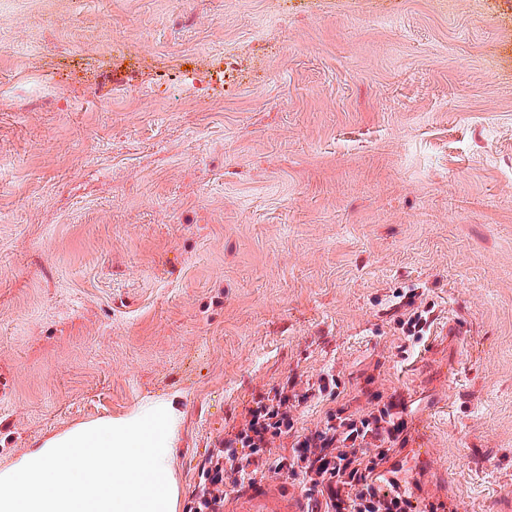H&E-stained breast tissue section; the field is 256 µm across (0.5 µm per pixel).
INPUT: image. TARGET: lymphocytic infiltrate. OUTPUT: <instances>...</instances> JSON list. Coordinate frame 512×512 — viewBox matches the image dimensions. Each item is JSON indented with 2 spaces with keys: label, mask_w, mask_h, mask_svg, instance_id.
<instances>
[{
  "label": "lymphocytic infiltrate",
  "mask_w": 512,
  "mask_h": 512,
  "mask_svg": "<svg viewBox=\"0 0 512 512\" xmlns=\"http://www.w3.org/2000/svg\"><path fill=\"white\" fill-rule=\"evenodd\" d=\"M308 398L291 382L254 398L243 422L201 461L186 512H223L228 491L257 487L271 473L299 490L308 512H412L405 496L374 480L408 442L401 396L369 394L365 409L349 414L339 408L323 424L304 429L298 420ZM286 439L289 452L277 453Z\"/></svg>",
  "instance_id": "lymphocytic-infiltrate-1"
}]
</instances>
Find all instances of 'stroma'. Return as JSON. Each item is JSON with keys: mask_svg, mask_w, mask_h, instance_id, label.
Wrapping results in <instances>:
<instances>
[{"mask_svg": "<svg viewBox=\"0 0 512 512\" xmlns=\"http://www.w3.org/2000/svg\"><path fill=\"white\" fill-rule=\"evenodd\" d=\"M432 308L397 329L399 298ZM439 411L456 512H512V0H0V469L255 396ZM414 297V294L409 295L408 300L404 304L410 310L406 309L402 317H397L395 324L397 329H400L404 335L419 341L430 329L431 323L429 319L433 311L426 306L423 308L421 306L415 307Z\"/></svg>", "mask_w": 512, "mask_h": 512, "instance_id": "obj_1", "label": "stroma"}]
</instances>
